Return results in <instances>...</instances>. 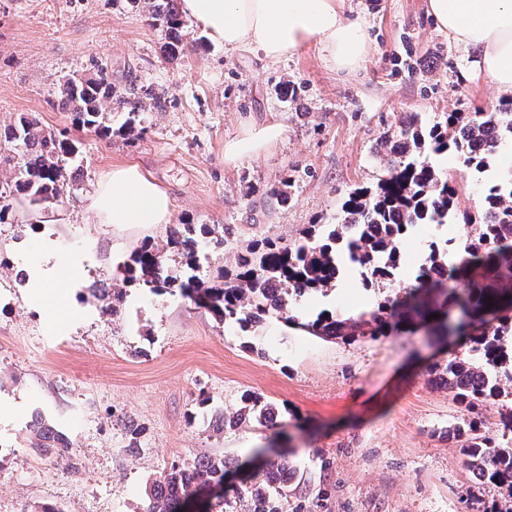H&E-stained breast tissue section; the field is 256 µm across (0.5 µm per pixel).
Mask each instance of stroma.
Wrapping results in <instances>:
<instances>
[{"instance_id": "35a3bbf8", "label": "stroma", "mask_w": 512, "mask_h": 512, "mask_svg": "<svg viewBox=\"0 0 512 512\" xmlns=\"http://www.w3.org/2000/svg\"><path fill=\"white\" fill-rule=\"evenodd\" d=\"M346 4L373 46L352 73L331 70L311 48L266 65L225 50L190 18L195 48L173 58L131 0H0V127L26 112L78 147L56 200L0 198V512H143L147 487L171 465L203 455L244 462L268 447L296 468L294 499L314 512H466L477 486L448 435L459 407L427 372L448 352L421 332L326 341L274 318L244 332L180 295L126 281L125 263L146 246L183 269L185 256L166 248L173 224L223 230L203 271L234 274L249 246L335 223L351 190L375 188V150L404 115L434 123L498 104L474 53L437 27L428 0ZM127 68L165 100L161 110L145 105L131 134L100 138L57 108L64 81L104 71L118 84ZM272 121L285 126L280 140L225 162V142ZM126 164L169 193V224L95 220L97 184ZM434 164L454 173L459 208L480 212L484 175L452 154ZM467 237L462 224L409 229L393 288L413 283L430 240ZM40 239L80 277L72 320L51 319L26 286ZM380 299L349 263L332 291L306 296L299 309L346 318ZM246 391L275 405L278 428L217 425ZM40 418L70 440L64 464L34 448Z\"/></svg>"}]
</instances>
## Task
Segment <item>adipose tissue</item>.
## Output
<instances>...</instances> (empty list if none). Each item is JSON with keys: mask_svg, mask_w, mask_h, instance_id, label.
Returning <instances> with one entry per match:
<instances>
[{"mask_svg": "<svg viewBox=\"0 0 512 512\" xmlns=\"http://www.w3.org/2000/svg\"><path fill=\"white\" fill-rule=\"evenodd\" d=\"M429 12L449 38L477 54V65L503 93H512V0H428ZM180 9L225 49L251 50L269 63L312 46L331 69L354 72L368 59L372 44L360 18L344 0H180ZM282 123L251 128L224 146V158L258 156L281 138ZM91 209L105 224H165L173 203L162 187L137 166L113 168L98 184ZM73 270L50 247H42L27 285L53 317L67 315Z\"/></svg>", "mask_w": 512, "mask_h": 512, "instance_id": "1", "label": "adipose tissue"}]
</instances>
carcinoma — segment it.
I'll use <instances>...</instances> for the list:
<instances>
[{
	"label": "carcinoma",
	"instance_id": "obj_1",
	"mask_svg": "<svg viewBox=\"0 0 512 512\" xmlns=\"http://www.w3.org/2000/svg\"><path fill=\"white\" fill-rule=\"evenodd\" d=\"M145 13L149 26L164 33L169 54H184L190 42L182 34L180 0H145ZM117 93L104 73L67 81L57 99L73 125L103 138L131 133L144 100L162 107L160 99L129 75L123 103L131 111L114 129L107 123L104 103ZM506 144L512 145V98L501 100L494 112H448L431 125L411 114L401 121L399 136L384 141L389 152L377 187L351 191L338 222L322 225V233L312 225L293 244L268 240L252 246L238 256L235 277L215 284L201 276L200 260L210 249L222 246L224 237L213 229L198 234L194 225L184 224L173 231L170 247L186 255L187 268L173 274L166 252L145 246L127 265L128 280L153 293L177 292L244 332L277 318L331 339L372 335L404 322L426 325L438 338L467 337L468 353L450 355L436 366L435 381L450 390L467 413L482 405L506 404L501 437L486 435L466 418L452 428V435L460 444L464 467L477 484L497 488L503 504L493 509L473 494L471 512H512V403H508L512 396V175L486 187L482 219L477 221L458 210L451 178L430 162V156L451 151L465 167L483 172ZM74 153L73 144L43 129L29 115L19 116L0 132V163L13 164L14 191L33 204L60 194L63 162ZM456 222L470 228L471 238L461 248L448 239L442 244L430 242L416 284L404 288L403 295H387L373 311L352 319L321 314L304 323L292 314L304 294L336 286L341 275L339 254L359 268L365 285L392 282L399 265V240L409 227ZM357 224L364 228L356 229ZM435 266L447 269L446 277H431ZM432 314L435 318L428 319ZM241 403L229 423L250 417L272 420V407L262 397L245 393ZM53 438V429L43 425L34 433V447L53 454L55 449L47 444ZM236 468L237 462L222 457L200 458L191 469L174 465L155 479L144 512H187L201 490L224 485L225 475ZM288 473L287 465L269 463L249 483L224 497V512H283Z\"/></svg>",
	"mask_w": 512,
	"mask_h": 512
}]
</instances>
